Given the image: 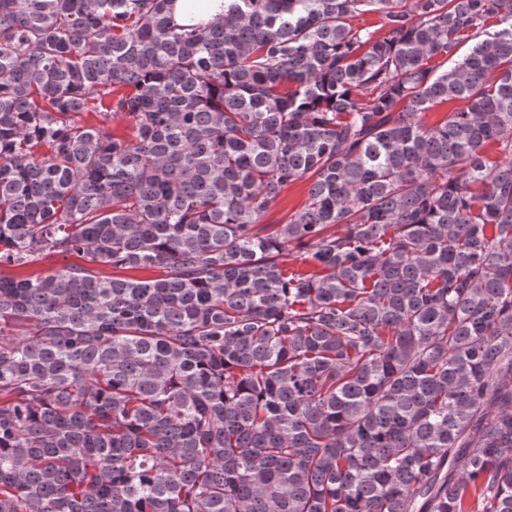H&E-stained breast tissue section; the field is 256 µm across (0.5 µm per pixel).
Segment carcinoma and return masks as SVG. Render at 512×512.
I'll return each mask as SVG.
<instances>
[{"label": "carcinoma", "instance_id": "cac0c4a2", "mask_svg": "<svg viewBox=\"0 0 512 512\" xmlns=\"http://www.w3.org/2000/svg\"><path fill=\"white\" fill-rule=\"evenodd\" d=\"M173 2L0 0V512H512V0ZM188 0H176L173 3L172 15L176 23L179 24H205L211 20L212 16L217 11L218 5L223 2L222 0H199L202 5L195 10H190L186 5ZM307 197V182L296 183L272 202L271 207L265 217L267 224H280L284 222L288 215L298 211L304 204ZM73 263H83V260L74 255H45L32 265L28 271L36 274H49Z\"/></svg>", "mask_w": 512, "mask_h": 512}]
</instances>
